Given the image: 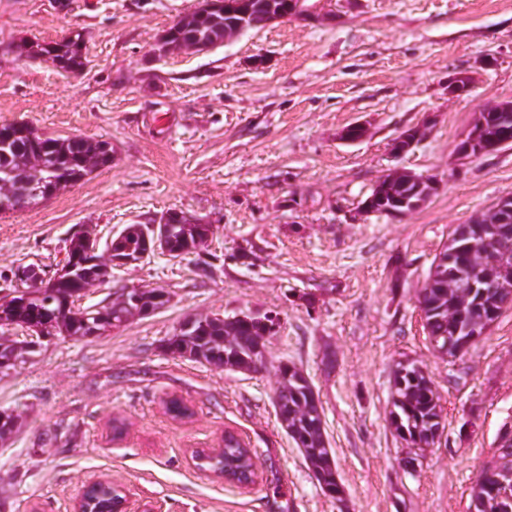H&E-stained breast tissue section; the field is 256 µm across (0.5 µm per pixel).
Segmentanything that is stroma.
<instances>
[{
  "instance_id": "obj_1",
  "label": "stroma",
  "mask_w": 512,
  "mask_h": 512,
  "mask_svg": "<svg viewBox=\"0 0 512 512\" xmlns=\"http://www.w3.org/2000/svg\"><path fill=\"white\" fill-rule=\"evenodd\" d=\"M197 3L0 0V125L112 145L111 164L89 180L0 216V294L17 265L55 270L82 225L106 241L183 210L212 227L202 251L113 267L111 283L81 300L162 288L164 308L106 337L53 338L0 375V410L21 422L0 442V512H72L100 474L125 484L130 512H469L475 476L512 425V307L451 359L430 345L418 295L457 225L512 196V148L454 153L480 111L512 101V0H317L316 18L155 56ZM76 30L80 73L16 50ZM458 71L475 79L463 97L448 93ZM356 123L365 135L343 139ZM413 127L418 142L394 154ZM395 170L436 176L439 190L399 219L363 214ZM266 312L280 323L262 371L164 348L188 316ZM405 358L430 376L444 425L412 473L388 422ZM286 362L322 402L343 502L323 493L276 416ZM174 396L189 417L167 412ZM228 431L258 453L251 487L190 463L191 449Z\"/></svg>"
}]
</instances>
